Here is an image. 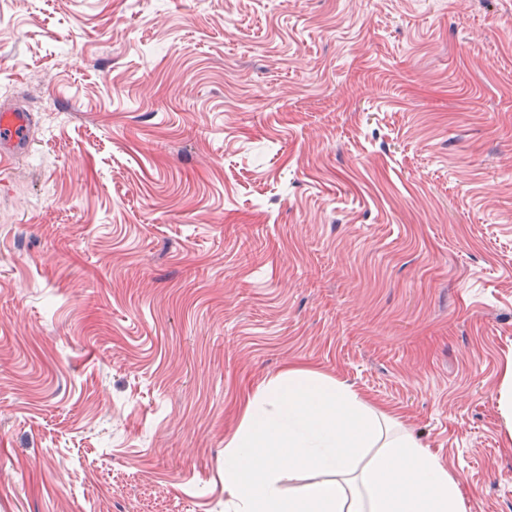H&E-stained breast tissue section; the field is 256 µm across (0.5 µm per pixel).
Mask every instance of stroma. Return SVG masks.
Returning a JSON list of instances; mask_svg holds the SVG:
<instances>
[{"instance_id":"35a3bbf8","label":"stroma","mask_w":512,"mask_h":512,"mask_svg":"<svg viewBox=\"0 0 512 512\" xmlns=\"http://www.w3.org/2000/svg\"><path fill=\"white\" fill-rule=\"evenodd\" d=\"M0 82V512H225L291 368L512 512V0H0ZM31 116L19 107L0 108V157L20 155L30 147Z\"/></svg>"}]
</instances>
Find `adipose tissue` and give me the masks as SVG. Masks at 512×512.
Here are the masks:
<instances>
[{"label": "adipose tissue", "mask_w": 512, "mask_h": 512, "mask_svg": "<svg viewBox=\"0 0 512 512\" xmlns=\"http://www.w3.org/2000/svg\"><path fill=\"white\" fill-rule=\"evenodd\" d=\"M395 424L337 379L288 369L248 398L225 445L229 512H465L459 481ZM301 471L318 477L284 492Z\"/></svg>", "instance_id": "obj_1"}]
</instances>
